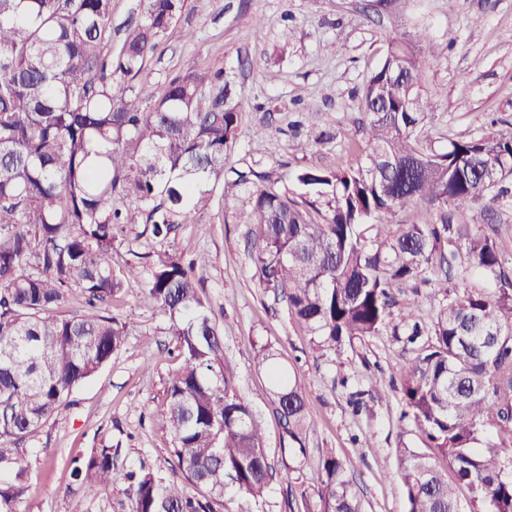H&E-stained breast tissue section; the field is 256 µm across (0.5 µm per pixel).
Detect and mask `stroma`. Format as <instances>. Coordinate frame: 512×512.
Segmentation results:
<instances>
[{"instance_id": "obj_1", "label": "stroma", "mask_w": 512, "mask_h": 512, "mask_svg": "<svg viewBox=\"0 0 512 512\" xmlns=\"http://www.w3.org/2000/svg\"><path fill=\"white\" fill-rule=\"evenodd\" d=\"M417 27L429 34L416 49L429 60L422 84L433 103L430 140L440 147L452 138L512 134V0H401L395 7L386 0H188L140 82L160 88L202 63L223 71L243 111L226 164L267 173L269 186L282 192L292 170H348L365 162L363 87L385 58L390 36ZM259 127L264 136H254ZM327 129L335 139L320 141ZM300 138L311 149L297 150ZM254 189L251 183L232 187L229 210L222 189H215L200 222L179 225L165 243L153 239L139 215L114 241V273L131 265L141 270L110 304L134 329L71 404L27 441L28 490L19 512H120L122 488L102 487L91 503L70 487V458L106 445L116 448L118 466L144 462L164 478L182 480L165 408L167 382L179 366L176 341L145 294L147 255L161 246L193 262L201 297L224 326L236 391L263 422L275 472L260 498L226 483L219 512H299L298 476L316 470L325 448L344 464L362 512H404L397 450L423 454L427 447L400 400V370L414 356L394 333L401 315L393 313L376 336L314 357L306 329L254 276L246 222ZM263 345L307 395L301 441L285 434L267 374L253 365ZM373 376L380 398L354 412L351 394L367 389Z\"/></svg>"}]
</instances>
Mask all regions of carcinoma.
Returning a JSON list of instances; mask_svg holds the SVG:
<instances>
[{
    "instance_id": "carcinoma-1",
    "label": "carcinoma",
    "mask_w": 512,
    "mask_h": 512,
    "mask_svg": "<svg viewBox=\"0 0 512 512\" xmlns=\"http://www.w3.org/2000/svg\"><path fill=\"white\" fill-rule=\"evenodd\" d=\"M186 0H144L112 50V0H0V512H18L27 490L21 443L67 405L73 391L121 351L133 326L106 305L123 279L112 271L115 232L141 212L156 240L197 224L235 145L242 112L221 72L200 67L162 90L134 89ZM416 29L390 39L367 80L365 164L347 171L301 168L296 200L263 184L247 218L259 285L307 328L313 352H336L387 324L395 293L448 274L475 275L490 290L445 295L424 326L414 307L403 335L417 346L400 388L404 414L452 470L398 449L406 512H512V273L499 225L469 224L475 206L512 196V135L450 139L421 135L431 115L421 91L427 60ZM438 217L398 224L418 202ZM148 298L167 317L181 364L167 387L172 453L190 496L151 469H119L112 448L70 460L93 501L125 487L124 512H214L232 480L254 497L272 478L261 421L234 389L223 329L199 296L192 265L167 250L151 255ZM81 289L85 310L55 311ZM255 366L269 373L288 435L303 433L308 404L270 346ZM470 493L468 509L457 489ZM304 512H360L342 462L327 452L311 478Z\"/></svg>"
}]
</instances>
